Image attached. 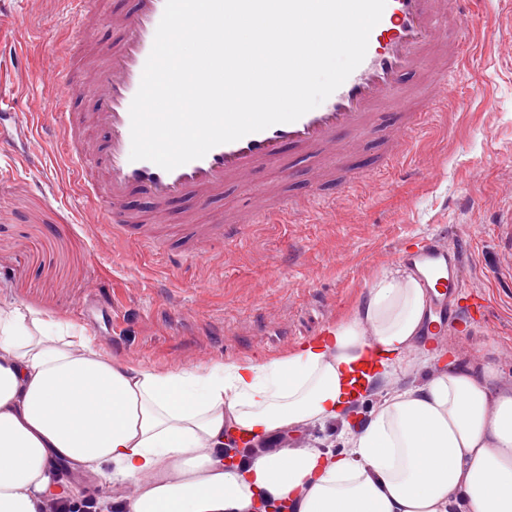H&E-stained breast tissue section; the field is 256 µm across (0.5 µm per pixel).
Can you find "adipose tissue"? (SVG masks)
<instances>
[{
    "instance_id": "1",
    "label": "adipose tissue",
    "mask_w": 512,
    "mask_h": 512,
    "mask_svg": "<svg viewBox=\"0 0 512 512\" xmlns=\"http://www.w3.org/2000/svg\"><path fill=\"white\" fill-rule=\"evenodd\" d=\"M427 295L384 273L356 314L264 365L160 370L113 358L81 326L0 308V512H46L62 459L124 484L127 512H512V393L487 365L387 398L347 449L253 441L336 418L366 384L416 366Z\"/></svg>"
}]
</instances>
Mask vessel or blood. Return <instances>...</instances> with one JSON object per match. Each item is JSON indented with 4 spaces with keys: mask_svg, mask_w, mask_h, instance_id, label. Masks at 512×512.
Segmentation results:
<instances>
[{
    "mask_svg": "<svg viewBox=\"0 0 512 512\" xmlns=\"http://www.w3.org/2000/svg\"><path fill=\"white\" fill-rule=\"evenodd\" d=\"M73 21V38L60 64L63 96L51 103L62 117L57 151L70 164L83 210L115 237L136 241L144 249H165L167 258L197 260L214 246L239 243L252 225L271 223L275 216H305L310 200L294 196L275 207L254 209L234 221L218 216L208 224L191 225L173 248H166L163 227L132 211L133 195L146 198L161 217L177 199H190L194 209L212 203L225 186L244 182L254 173L289 172L307 165L321 175L348 178L393 166L413 137L423 133L440 114L441 99L416 105L423 82H447L452 71L473 56L477 30L468 22L483 0H387L379 23L369 35L363 62L320 105L291 123L212 148L203 158L167 171L130 158V105L139 89L152 50L165 0H131L128 9L113 12L112 42L97 38L99 0H63ZM93 94L94 108L84 112L77 100ZM101 133L103 147L92 135ZM379 140L381 151L367 165L353 163L349 146L364 136ZM502 259L492 269L498 280L512 281V201L501 207L493 225ZM457 245L434 236L405 243L396 258L406 268L426 267L423 285L429 312L423 335L441 342L448 328L470 321L490 330L485 295L469 289L458 264Z\"/></svg>",
    "mask_w": 512,
    "mask_h": 512,
    "instance_id": "b4317fda",
    "label": "vessel or blood"
}]
</instances>
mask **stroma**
I'll use <instances>...</instances> for the list:
<instances>
[{"mask_svg": "<svg viewBox=\"0 0 512 512\" xmlns=\"http://www.w3.org/2000/svg\"><path fill=\"white\" fill-rule=\"evenodd\" d=\"M473 25V61L436 95L446 121L419 136L398 168L324 184L331 195L306 218L254 226L232 254L168 263L85 220L73 182L53 148L59 91L52 55L72 22L60 0H0V47L27 46L24 62L0 57V307L25 304L79 322L118 360L162 370L205 368L288 356L306 335L349 320L394 251L409 237L434 234L470 242L462 257L468 284L486 295L493 331L458 327L435 361L379 377L352 415L305 425L303 447L340 451L343 429L368 422L389 395L422 387L433 373L491 364L496 390L512 392V282L488 270L500 258L491 222L512 199V0H491ZM309 175L258 173L251 189L225 190L211 212L266 205L274 193L309 190Z\"/></svg>", "mask_w": 512, "mask_h": 512, "instance_id": "stroma-1", "label": "stroma"}]
</instances>
